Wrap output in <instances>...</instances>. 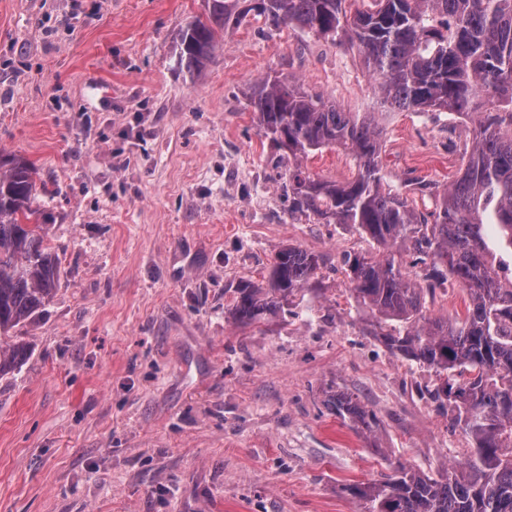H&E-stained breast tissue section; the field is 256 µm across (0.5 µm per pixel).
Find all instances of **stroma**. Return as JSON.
Instances as JSON below:
<instances>
[{"instance_id": "1", "label": "stroma", "mask_w": 512, "mask_h": 512, "mask_svg": "<svg viewBox=\"0 0 512 512\" xmlns=\"http://www.w3.org/2000/svg\"><path fill=\"white\" fill-rule=\"evenodd\" d=\"M207 0H0V154L36 168L59 283L0 376V512H364L344 485L409 464L438 476L471 441L435 402L433 370L371 335L343 257L385 250L349 224L289 216L288 157L253 121L266 75L375 112L388 183L455 179L469 118L381 109L357 49L247 16L197 75L180 30ZM73 13L71 28L61 16ZM309 172L344 182L326 148ZM291 245L322 256L284 313L230 309ZM446 284L429 316L461 319ZM358 396L364 437L328 395Z\"/></svg>"}]
</instances>
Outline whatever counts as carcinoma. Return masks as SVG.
Here are the masks:
<instances>
[{
	"label": "carcinoma",
	"instance_id": "obj_1",
	"mask_svg": "<svg viewBox=\"0 0 512 512\" xmlns=\"http://www.w3.org/2000/svg\"><path fill=\"white\" fill-rule=\"evenodd\" d=\"M206 19L181 33L179 62L199 72L212 60L216 27L249 13L271 31L283 25L338 46L355 47L377 82L383 103L402 111L474 117L463 167L423 212L413 195L433 184L407 180L393 188L382 173V130L372 115L344 112L320 94L278 77H264L249 96L259 132L288 151L284 185L288 212L323 224H353L388 250L383 257L346 259L352 291L382 324L371 329L390 352L432 369L434 400L463 425L473 448L460 468L434 478L400 463L377 481L345 490L366 512H512V260L492 251L489 235L512 254V0H208ZM498 107L478 111V99ZM338 148L356 162V175L336 182L307 172L301 161ZM34 166L23 156H0V337L32 320L58 283V262L46 227L28 220ZM430 259V289L452 281L469 296L454 323L424 312L419 288L391 249ZM322 258L287 245L274 257L267 284L236 289L232 319L242 325L284 311L310 284ZM24 346L0 350V375L26 359ZM333 414L372 433L374 415L350 393L328 399Z\"/></svg>",
	"mask_w": 512,
	"mask_h": 512
}]
</instances>
